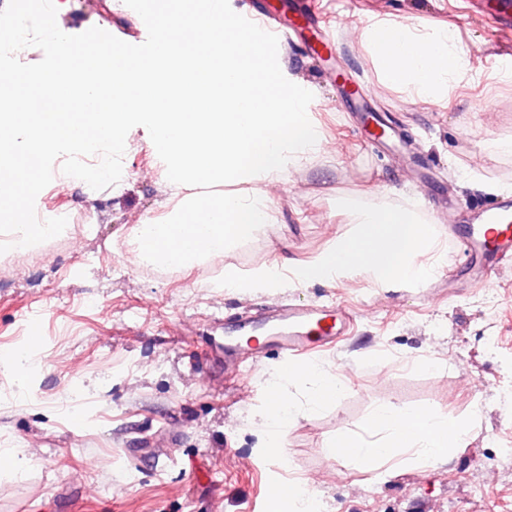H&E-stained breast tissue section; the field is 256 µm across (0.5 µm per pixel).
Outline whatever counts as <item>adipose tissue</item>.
<instances>
[{
	"instance_id": "adipose-tissue-1",
	"label": "adipose tissue",
	"mask_w": 512,
	"mask_h": 512,
	"mask_svg": "<svg viewBox=\"0 0 512 512\" xmlns=\"http://www.w3.org/2000/svg\"><path fill=\"white\" fill-rule=\"evenodd\" d=\"M371 54L385 79L410 90L423 102L447 96L468 68V55L453 32L428 37L402 23L376 22L364 31ZM356 230L333 241L329 249L296 267L297 281H338L359 272L379 283L397 279L421 280L432 275L434 264L419 262L432 246L426 225L405 208L369 210L355 217ZM301 388L305 402L294 408L288 387ZM344 384L330 367L313 364L279 373L270 389L261 418L286 435L296 413L310 414L333 403ZM463 433L439 408L413 409L390 402L375 407L364 434L341 432L329 440L325 455L364 467L375 479H384L383 465L395 457L405 463L430 466L447 459L461 447Z\"/></svg>"
}]
</instances>
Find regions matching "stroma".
Segmentation results:
<instances>
[{
  "instance_id": "obj_1",
  "label": "stroma",
  "mask_w": 512,
  "mask_h": 512,
  "mask_svg": "<svg viewBox=\"0 0 512 512\" xmlns=\"http://www.w3.org/2000/svg\"><path fill=\"white\" fill-rule=\"evenodd\" d=\"M332 53L317 60L278 51L284 76L311 91L323 148L287 171L268 218L225 249L220 265L169 272L135 264L129 230L163 215L162 168L142 130L130 132L120 187H54L41 212L66 217L63 233L27 251L0 255V449L18 467L0 473V512H271L266 489L308 480L326 512H512V266L483 287L458 280L448 226L494 195L512 193V28L468 17L467 0H317ZM376 21L407 22L424 34L453 30L469 66L446 98L423 104L389 83L357 32ZM57 24L68 34L96 26L146 35L136 13L87 10L73 0ZM365 91L351 105L329 68ZM371 109L411 142L416 165H398L390 140H369ZM416 209L434 223L430 282L381 287L367 276L337 283L282 281L241 294L225 269L298 266L356 229L359 208ZM288 301L339 304L350 333L312 355L346 383L340 397L298 417L284 454L266 448L259 416L277 356L224 381L225 320ZM38 326L43 341L30 349ZM499 339L496 349L488 335ZM441 408L463 425L462 448L429 467L393 469L384 481L324 446L338 430L360 435L383 402ZM487 483L474 481L475 473Z\"/></svg>"
}]
</instances>
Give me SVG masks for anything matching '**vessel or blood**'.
<instances>
[{
  "mask_svg": "<svg viewBox=\"0 0 512 512\" xmlns=\"http://www.w3.org/2000/svg\"><path fill=\"white\" fill-rule=\"evenodd\" d=\"M296 20L287 26H273V16L262 13L253 21L264 30L291 41L302 33L315 35L309 44L312 54L331 44L319 26V16L305 0H296ZM475 14L492 17L504 29L512 28V0H476ZM456 235L459 252L469 256V270L475 271L478 280L493 282L498 270L512 261V196L493 198L491 204L474 214L473 223L450 225ZM349 320L336 306L318 307L311 304H288L267 309L257 316L233 318L224 323V374L233 380L243 362L239 338L245 333H255L259 341L254 348V359H261L267 350L278 353L282 369L300 366L304 357L335 346L337 339L346 332Z\"/></svg>",
  "mask_w": 512,
  "mask_h": 512,
  "instance_id": "vessel-or-blood-1",
  "label": "vessel or blood"
}]
</instances>
